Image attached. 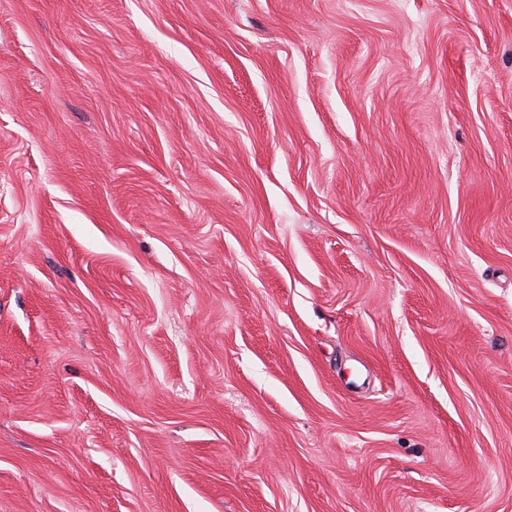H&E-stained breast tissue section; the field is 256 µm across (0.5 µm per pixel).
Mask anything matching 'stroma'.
Returning <instances> with one entry per match:
<instances>
[{
  "instance_id": "35a3bbf8",
  "label": "stroma",
  "mask_w": 512,
  "mask_h": 512,
  "mask_svg": "<svg viewBox=\"0 0 512 512\" xmlns=\"http://www.w3.org/2000/svg\"><path fill=\"white\" fill-rule=\"evenodd\" d=\"M0 512H512V0H0Z\"/></svg>"
}]
</instances>
